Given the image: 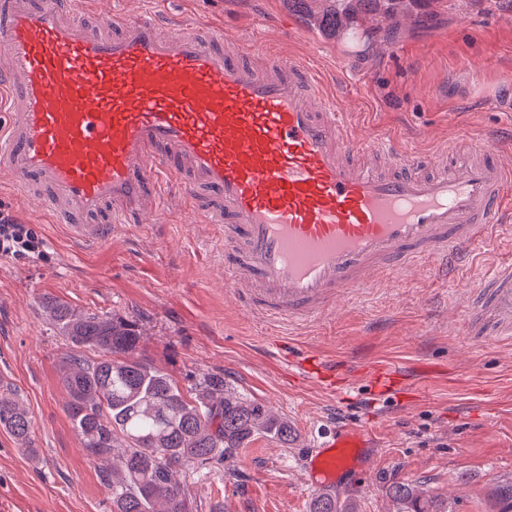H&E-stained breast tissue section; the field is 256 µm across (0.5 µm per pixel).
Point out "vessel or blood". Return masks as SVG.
<instances>
[{"instance_id": "obj_1", "label": "vessel or blood", "mask_w": 512, "mask_h": 512, "mask_svg": "<svg viewBox=\"0 0 512 512\" xmlns=\"http://www.w3.org/2000/svg\"><path fill=\"white\" fill-rule=\"evenodd\" d=\"M95 0H0V171L80 245L179 194L195 223L224 227V283L252 314L308 324L387 273L428 259L444 274L512 222V132L472 156L367 139L318 66L269 48L218 50L197 21L96 12ZM472 328L512 337V262L482 278ZM335 390V356L290 357ZM375 390H406L397 370ZM346 422L303 459L306 486L356 490L368 461Z\"/></svg>"}]
</instances>
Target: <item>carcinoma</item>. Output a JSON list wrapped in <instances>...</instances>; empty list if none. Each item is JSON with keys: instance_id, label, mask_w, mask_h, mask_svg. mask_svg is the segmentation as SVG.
Segmentation results:
<instances>
[{"instance_id": "obj_1", "label": "carcinoma", "mask_w": 512, "mask_h": 512, "mask_svg": "<svg viewBox=\"0 0 512 512\" xmlns=\"http://www.w3.org/2000/svg\"><path fill=\"white\" fill-rule=\"evenodd\" d=\"M307 24L334 35L362 29L369 46L395 39L401 24L425 29L435 0H287ZM44 308L73 352L62 360L68 416L88 456L100 458L124 443L121 468L103 471L112 491L113 512H193L188 488L176 479L179 467L204 466L242 447L256 435L288 444L294 429L260 402L232 395L224 379L204 380L202 395L187 398L176 382L152 365L132 358L140 344L138 324L122 317L80 313L47 298ZM97 353L88 359L82 349ZM0 427L27 451L32 419L9 391L0 393ZM392 496L399 512H441L433 499L407 485ZM311 512H354L330 495L314 499Z\"/></svg>"}]
</instances>
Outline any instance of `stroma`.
Masks as SVG:
<instances>
[{
	"instance_id": "1",
	"label": "stroma",
	"mask_w": 512,
	"mask_h": 512,
	"mask_svg": "<svg viewBox=\"0 0 512 512\" xmlns=\"http://www.w3.org/2000/svg\"><path fill=\"white\" fill-rule=\"evenodd\" d=\"M164 8L222 22L227 40L255 50L270 43L310 59L345 94L360 136L399 132L429 151L512 129V0H437L432 27H403L371 51L364 40L308 27L285 0H166ZM271 14L287 20L284 39L265 27ZM343 55L351 63L340 72ZM0 207L34 225L42 242L40 253L0 259V386L29 410L35 446L21 449L0 429V512H112L101 478L109 463L88 456L68 417L59 361L71 347L44 312L48 297L136 321V358L185 395L219 376L292 425L291 444L258 435L230 458L188 468L194 512H310L317 493L301 480L302 454L335 426L337 399L288 368L296 349L343 361L344 418L372 431L364 489L336 492L355 512H396L395 484L438 495L446 512H495L493 489L512 484V342L481 339L466 325L478 272L512 257V235L481 247L474 269L454 278L427 261L405 280L380 279L339 301L332 316L289 326L238 309L224 288L219 229L192 223L176 205L94 248L72 243L11 190L0 191ZM377 361L394 362L417 391L369 406Z\"/></svg>"
}]
</instances>
